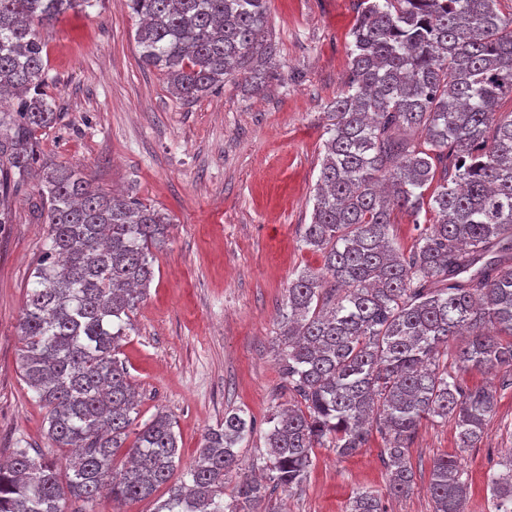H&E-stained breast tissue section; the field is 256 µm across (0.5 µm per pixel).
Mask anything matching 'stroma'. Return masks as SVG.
I'll list each match as a JSON object with an SVG mask.
<instances>
[{"mask_svg":"<svg viewBox=\"0 0 512 512\" xmlns=\"http://www.w3.org/2000/svg\"><path fill=\"white\" fill-rule=\"evenodd\" d=\"M358 0H267L278 47L276 76L252 92L235 80L195 102L173 97L143 65L139 23L125 0H101L41 31L56 104L55 125L35 134L42 160L81 170L95 187L118 191L169 214L154 279L120 345L137 392V423L164 410L174 421L185 479L205 433L240 409L255 423L243 470L224 482L233 498L244 475H261L264 433L289 396L276 358L279 311L289 282L320 270L304 246L320 174L327 111L348 74V33ZM0 226V459L27 448L65 467L68 450L44 434L46 408L20 373L17 322L31 274L50 243L36 178L10 194ZM463 385L496 392L482 439L459 448L453 423L426 421L409 450L414 487L388 493L384 442L342 457L315 449L297 490L277 491L263 512H347L369 491L383 512H433L427 491L434 459L461 457L469 486L465 512H490L486 485L512 451V368L461 373Z\"/></svg>","mask_w":512,"mask_h":512,"instance_id":"obj_1","label":"stroma"}]
</instances>
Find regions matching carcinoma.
<instances>
[{
  "instance_id": "carcinoma-1",
  "label": "carcinoma",
  "mask_w": 512,
  "mask_h": 512,
  "mask_svg": "<svg viewBox=\"0 0 512 512\" xmlns=\"http://www.w3.org/2000/svg\"><path fill=\"white\" fill-rule=\"evenodd\" d=\"M99 2L0 0V100L15 104L0 111V225L9 223L5 200L34 170V133L58 118L44 91L40 28ZM126 2L141 19L140 61L179 99L228 77L252 91L273 77L266 0ZM350 37L302 235L324 265L297 274L280 314L277 360L293 403L269 418L266 481L246 478L224 502V480L240 469L253 432L239 410L204 436L187 481L169 484L178 438L162 411L116 466L136 410L118 350L170 219L51 164L41 169L50 244L18 324L21 375L48 409V440L74 454L62 476L55 463L12 449L0 463V512H66L105 490L137 501L162 485L168 497L154 512H257L273 490L300 486L313 449L349 456L374 431L389 491L403 495L422 421L453 419L462 448L481 439L495 394L463 386L457 372L512 366V340L501 339L512 337V112L499 111L512 96V16L500 0H361ZM396 210L414 224L433 216L408 250L391 233ZM456 336L465 340L450 354ZM502 467L489 478V500L494 512H512V455ZM463 475L459 457L434 460V512H463ZM348 512H382L380 500L358 492Z\"/></svg>"
}]
</instances>
